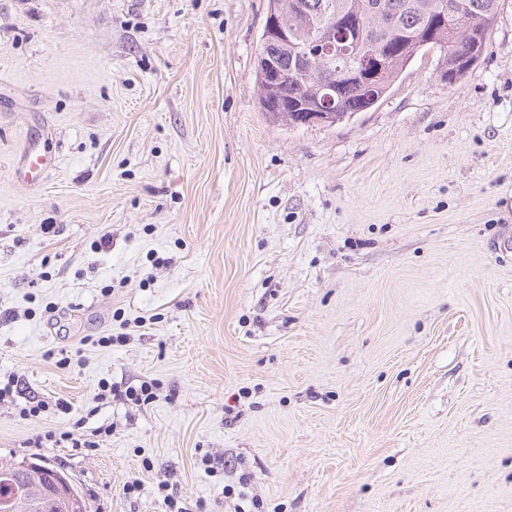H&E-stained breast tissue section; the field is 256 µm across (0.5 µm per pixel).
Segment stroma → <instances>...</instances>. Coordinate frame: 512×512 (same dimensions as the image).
<instances>
[{
    "label": "stroma",
    "instance_id": "obj_1",
    "mask_svg": "<svg viewBox=\"0 0 512 512\" xmlns=\"http://www.w3.org/2000/svg\"><path fill=\"white\" fill-rule=\"evenodd\" d=\"M266 7L0 0V457L90 512H512V0L463 78L301 127ZM52 159L29 150L24 163L18 168V176L26 182L41 181L52 167ZM86 435L83 433L74 434V432H63L59 435V437H56V433H53L52 431L47 432L43 438L40 437L38 439V446H41L43 443V439L46 441H52L55 444L62 443L63 441H70L73 448H97L100 446L99 440H90V438L85 437ZM24 460L25 459H22L21 462ZM30 467L44 469L50 475V479H51L53 487L59 493H61L63 496L69 498L72 502H74L75 506H81V504L79 502H75L74 499L69 497V490H70L72 495H74L78 498V496L73 491L70 477L66 473H64L63 471L57 470V469H52L50 466H48L46 464L37 463L34 461H30V460H26L23 463H21L20 465H18V468H21V469L30 468Z\"/></svg>",
    "mask_w": 512,
    "mask_h": 512
}]
</instances>
